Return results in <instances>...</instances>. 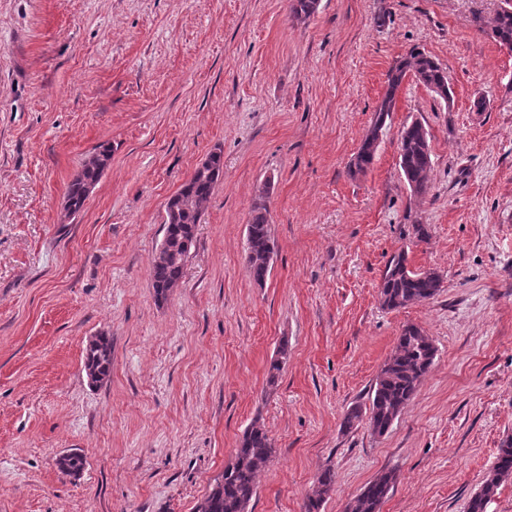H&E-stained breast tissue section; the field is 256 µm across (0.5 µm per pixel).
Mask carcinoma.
Instances as JSON below:
<instances>
[{
  "instance_id": "carcinoma-1",
  "label": "carcinoma",
  "mask_w": 512,
  "mask_h": 512,
  "mask_svg": "<svg viewBox=\"0 0 512 512\" xmlns=\"http://www.w3.org/2000/svg\"><path fill=\"white\" fill-rule=\"evenodd\" d=\"M319 0H292V19L302 21L316 12ZM479 28H490L497 35V43L512 47V10L501 9L488 21L477 20ZM414 74L426 87L450 88L448 72L432 56L413 48L401 57L389 70V80L384 95L379 101L373 128L386 125L396 106L399 87L409 74ZM98 157L82 164L68 184L65 201L70 210L78 214L87 199L88 185L97 184L112 158V148L101 145ZM376 150L364 138L351 162V172H365L373 163ZM208 175H194L186 180L170 197L171 214L164 224V235L160 247L150 263L151 284L157 300H166L176 288L184 274V254L187 247L194 246L197 224L201 222L207 202L224 174V159L217 148L208 155ZM432 166L429 134L425 126L416 121L400 133L399 168L408 185L415 186L418 194L428 190L429 172ZM270 183L257 189L247 224V264L250 276L259 285L269 274L274 253L271 237L267 199ZM441 288L440 276L432 271H413L408 267L407 252L391 255L386 263L379 286L380 303L386 309H398L412 303L433 299ZM437 349L433 341L422 330L413 325L402 328L397 337L393 354L382 367L371 393L368 410L352 407L344 417L342 426L352 428L368 420L372 433L383 435L400 416L402 410L417 393L420 383L435 363ZM288 357V343L279 345L278 358L268 369L267 384H277L282 360ZM83 368L93 385L102 384L112 372V340L105 334L94 337L85 349ZM274 455V444L261 425L248 427L234 449L224 472L214 480L208 493L197 506L196 512H249V506L257 493V476ZM86 457L81 452H68L57 459L61 473L77 476L85 468ZM512 478V438L504 440L493 466L487 473L484 484L469 501L467 512H486V507L500 484ZM396 481V474L386 472L368 482L358 494L350 499L346 512H379ZM336 482L334 471L322 470L316 477L307 496L305 512H320V507Z\"/></svg>"
}]
</instances>
